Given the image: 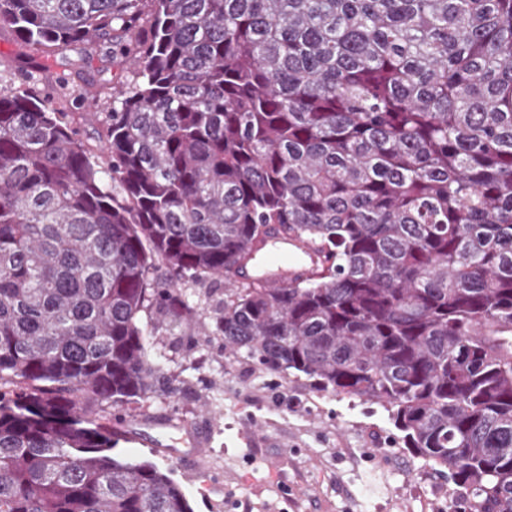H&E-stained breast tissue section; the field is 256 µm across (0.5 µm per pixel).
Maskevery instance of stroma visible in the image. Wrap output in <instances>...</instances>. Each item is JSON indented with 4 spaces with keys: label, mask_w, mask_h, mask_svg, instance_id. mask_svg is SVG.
<instances>
[{
    "label": "stroma",
    "mask_w": 512,
    "mask_h": 512,
    "mask_svg": "<svg viewBox=\"0 0 512 512\" xmlns=\"http://www.w3.org/2000/svg\"><path fill=\"white\" fill-rule=\"evenodd\" d=\"M36 66L84 86L61 59L0 32V84ZM181 288L193 320L140 315L164 387L144 403L87 404L111 432L113 455L172 469L193 512H446L452 483L397 449L386 412L225 351L214 333L223 287L188 277Z\"/></svg>",
    "instance_id": "obj_1"
}]
</instances>
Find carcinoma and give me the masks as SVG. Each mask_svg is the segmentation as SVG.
Listing matches in <instances>:
<instances>
[{
    "mask_svg": "<svg viewBox=\"0 0 512 512\" xmlns=\"http://www.w3.org/2000/svg\"><path fill=\"white\" fill-rule=\"evenodd\" d=\"M0 30L129 64L78 94L97 152L0 88V512H192L85 401H148L140 314L190 319L172 284L272 225L326 267L226 289L224 349L378 405L471 512H512V0H0ZM68 112H90L83 115L79 119L78 135L90 147L96 149L98 145L99 134L102 131L103 114L100 108L95 106H88L87 104H80L75 101L73 97L70 98L69 104L66 108ZM98 112V113H93Z\"/></svg>",
    "mask_w": 512,
    "mask_h": 512,
    "instance_id": "carcinoma-1",
    "label": "carcinoma"
}]
</instances>
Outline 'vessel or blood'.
Segmentation results:
<instances>
[{
	"mask_svg": "<svg viewBox=\"0 0 512 512\" xmlns=\"http://www.w3.org/2000/svg\"><path fill=\"white\" fill-rule=\"evenodd\" d=\"M320 254L308 243L288 234L269 233L253 261L235 273L239 281H262L285 288L310 276L321 263Z\"/></svg>",
	"mask_w": 512,
	"mask_h": 512,
	"instance_id": "vessel-or-blood-1",
	"label": "vessel or blood"
}]
</instances>
